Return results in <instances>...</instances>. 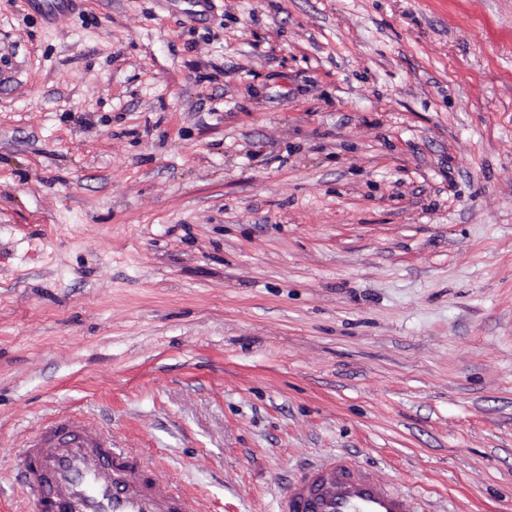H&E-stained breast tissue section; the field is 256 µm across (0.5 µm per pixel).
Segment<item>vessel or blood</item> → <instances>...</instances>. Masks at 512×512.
Here are the masks:
<instances>
[{
    "label": "vessel or blood",
    "mask_w": 512,
    "mask_h": 512,
    "mask_svg": "<svg viewBox=\"0 0 512 512\" xmlns=\"http://www.w3.org/2000/svg\"><path fill=\"white\" fill-rule=\"evenodd\" d=\"M19 469L36 512H191L189 495L161 469L78 415L44 423ZM275 512H420V503L334 457L292 481Z\"/></svg>",
    "instance_id": "vessel-or-blood-1"
}]
</instances>
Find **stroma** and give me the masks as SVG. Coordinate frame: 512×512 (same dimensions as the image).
Instances as JSON below:
<instances>
[{
    "label": "stroma",
    "mask_w": 512,
    "mask_h": 512,
    "mask_svg": "<svg viewBox=\"0 0 512 512\" xmlns=\"http://www.w3.org/2000/svg\"><path fill=\"white\" fill-rule=\"evenodd\" d=\"M59 411L512 512V0H0V512Z\"/></svg>",
    "instance_id": "obj_1"
}]
</instances>
